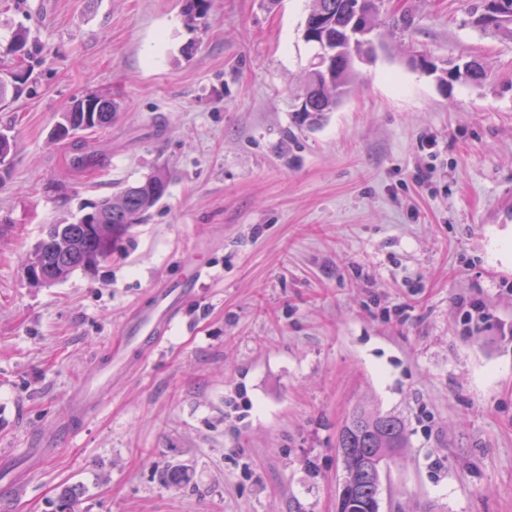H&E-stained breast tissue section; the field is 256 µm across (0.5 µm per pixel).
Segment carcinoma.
I'll return each mask as SVG.
<instances>
[{
	"label": "carcinoma",
	"mask_w": 512,
	"mask_h": 512,
	"mask_svg": "<svg viewBox=\"0 0 512 512\" xmlns=\"http://www.w3.org/2000/svg\"><path fill=\"white\" fill-rule=\"evenodd\" d=\"M348 0H310L305 20L303 38L314 44L318 53L311 72L319 74L322 92L307 96V105H294V118L299 125H314L324 114L336 109V96H346L356 79L354 70L345 77L336 74V62L326 63L325 46L336 48V34L347 22L345 13ZM9 51L28 57V34L15 31L9 43ZM30 71L25 69L12 74L11 81L0 80V101L17 96L27 83ZM116 106L110 99L93 97L84 107L72 106L62 115L52 136L57 141L68 140L76 134L102 128L112 123ZM9 138L0 134V182L9 175L11 153ZM167 175L157 171L144 181L124 188L118 195L105 199L84 214L75 224H53L47 235L27 257V262L40 270L45 281L61 282L77 269L90 270L102 259L112 256L114 249L127 231L139 223L143 215L166 194ZM112 225V241L104 240L98 225ZM338 447L345 449L344 458L350 462V484L362 504L378 505L382 484L381 461L389 452L406 447L405 425L391 415H371L355 412L342 428Z\"/></svg>",
	"instance_id": "1"
}]
</instances>
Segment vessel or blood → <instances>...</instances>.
Wrapping results in <instances>:
<instances>
[{"label": "vessel or blood", "instance_id": "1", "mask_svg": "<svg viewBox=\"0 0 512 512\" xmlns=\"http://www.w3.org/2000/svg\"><path fill=\"white\" fill-rule=\"evenodd\" d=\"M202 274L201 267H189L177 283L157 291L152 309L138 314L130 326L131 332L135 336L148 338L153 345H160L163 332L174 321L178 308L191 293L192 284ZM111 384L112 375L108 372H100L84 380L69 402L70 414L81 418L87 416Z\"/></svg>", "mask_w": 512, "mask_h": 512}]
</instances>
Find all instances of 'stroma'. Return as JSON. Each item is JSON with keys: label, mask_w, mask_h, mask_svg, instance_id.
I'll use <instances>...</instances> for the list:
<instances>
[{"label": "stroma", "mask_w": 512, "mask_h": 512, "mask_svg": "<svg viewBox=\"0 0 512 512\" xmlns=\"http://www.w3.org/2000/svg\"><path fill=\"white\" fill-rule=\"evenodd\" d=\"M480 4L385 0L353 91L307 128L309 0H210L191 25L186 0H0V79L12 31L41 57L0 103V471L23 479L0 512L66 489L72 512H336L361 408L408 437L380 512H512V37L475 27ZM466 57L486 82L442 84ZM87 95L111 125L53 141ZM160 167L167 195L111 257L27 282L48 225ZM197 258L211 276L161 346L127 342ZM474 300L490 321L465 322ZM118 344L125 372L67 419Z\"/></svg>", "instance_id": "obj_1"}]
</instances>
